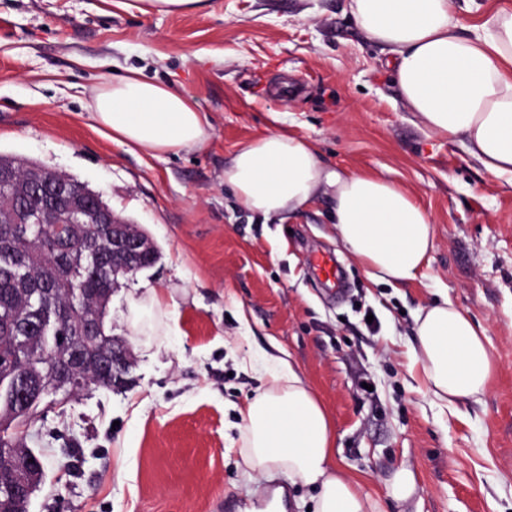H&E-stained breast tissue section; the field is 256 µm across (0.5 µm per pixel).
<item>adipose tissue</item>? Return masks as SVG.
<instances>
[{
  "instance_id": "adipose-tissue-1",
  "label": "adipose tissue",
  "mask_w": 512,
  "mask_h": 512,
  "mask_svg": "<svg viewBox=\"0 0 512 512\" xmlns=\"http://www.w3.org/2000/svg\"><path fill=\"white\" fill-rule=\"evenodd\" d=\"M349 7L367 39L387 52L407 110L512 184V0L464 33L452 0H350ZM91 109L113 142L154 157L202 147L209 137L208 117L191 97L134 69L103 84ZM224 183L264 217L327 196L337 240L371 282L406 285L430 265L434 222L404 186L331 168L314 144L288 131L239 146ZM415 338L411 369L434 403L450 408L485 393L495 365L486 329L467 312L432 301L415 318ZM243 421L250 476L282 470L315 486L314 512H384L339 470L331 417L292 365L277 362Z\"/></svg>"
}]
</instances>
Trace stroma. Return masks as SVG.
<instances>
[{"label":"stroma","mask_w":512,"mask_h":512,"mask_svg":"<svg viewBox=\"0 0 512 512\" xmlns=\"http://www.w3.org/2000/svg\"><path fill=\"white\" fill-rule=\"evenodd\" d=\"M387 56L349 0H209L143 14L124 0H0V153L99 192L154 238L156 263L112 292V334L131 350L125 386L37 416L45 468L30 512H218L256 495L241 411L289 360L330 413L336 462L386 512H512V186L408 112ZM137 68L191 96L210 121L196 149L152 157L95 128L90 104ZM285 129L327 165L406 186L435 224L425 277L374 284L336 239L328 201L284 218L243 209L224 166ZM341 262L328 294L312 252ZM168 306L132 325L150 292ZM448 298L487 330L495 372L480 400L433 404L409 372L415 317ZM419 493L387 499L398 467Z\"/></svg>","instance_id":"obj_1"}]
</instances>
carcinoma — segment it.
Wrapping results in <instances>:
<instances>
[{"instance_id":"carcinoma-1","label":"carcinoma","mask_w":512,"mask_h":512,"mask_svg":"<svg viewBox=\"0 0 512 512\" xmlns=\"http://www.w3.org/2000/svg\"><path fill=\"white\" fill-rule=\"evenodd\" d=\"M30 162L16 156H0L1 169H14L23 178ZM51 200L46 193L18 198L17 182L0 175V206L42 207ZM82 232L89 244L80 253L62 251L53 224L0 223V486L25 479L33 484L43 471L28 459L36 457L26 447L23 434L39 410L50 400L47 387L68 388L72 374L85 375L90 389L110 390L124 383L131 367L112 372V333L107 321L88 334L77 309L92 308L112 300L118 272L112 266V243L99 240L96 228ZM46 308L59 334L36 333L28 351L15 347L12 332L26 310ZM27 375L33 382L29 400L22 404L14 395L15 384Z\"/></svg>"}]
</instances>
